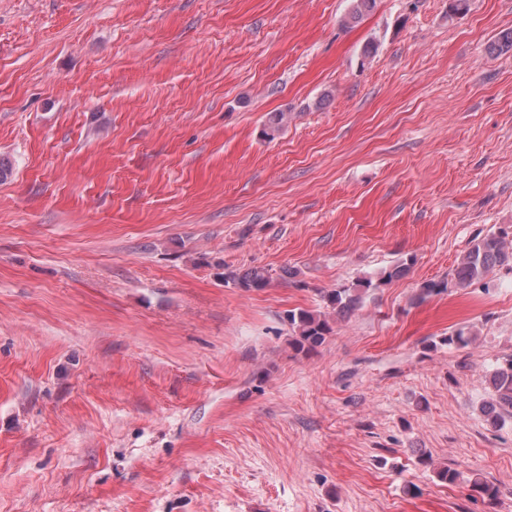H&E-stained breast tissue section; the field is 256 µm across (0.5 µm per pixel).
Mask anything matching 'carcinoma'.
Returning <instances> with one entry per match:
<instances>
[{"mask_svg":"<svg viewBox=\"0 0 512 512\" xmlns=\"http://www.w3.org/2000/svg\"><path fill=\"white\" fill-rule=\"evenodd\" d=\"M375 7V0H351V8L345 18L350 24L361 19ZM287 114L275 112L265 124L264 134L274 137L284 127ZM512 267V242L506 233H489L474 241L461 257L452 272V281L459 288H467L483 279L496 266ZM407 272L400 265L380 274L377 279L365 278L357 281L354 287H343L324 293L323 300L337 315L344 316L355 310L362 302V296L370 289L399 278ZM271 282L269 272L264 268H253L238 277V285L246 290L262 289ZM288 324L293 334V345L302 350L312 349L323 343L325 336L332 332L330 320L318 312L300 309L288 312ZM493 394L482 406L483 412L495 414L501 419L512 415V356L496 364L491 373Z\"/></svg>","mask_w":512,"mask_h":512,"instance_id":"carcinoma-1","label":"carcinoma"}]
</instances>
